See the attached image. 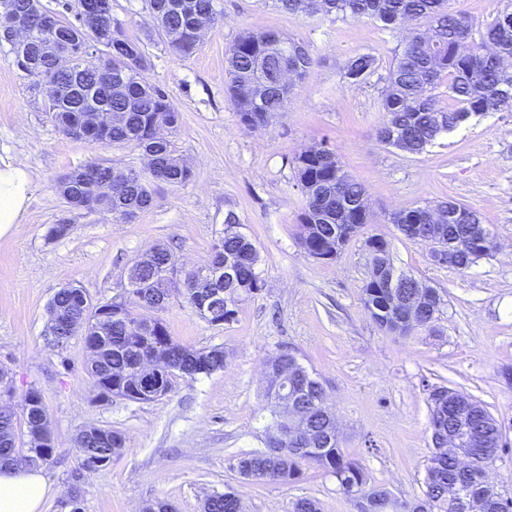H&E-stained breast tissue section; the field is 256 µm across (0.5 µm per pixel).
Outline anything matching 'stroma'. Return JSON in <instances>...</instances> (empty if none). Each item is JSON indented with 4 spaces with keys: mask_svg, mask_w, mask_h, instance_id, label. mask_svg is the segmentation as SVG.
I'll use <instances>...</instances> for the list:
<instances>
[{
    "mask_svg": "<svg viewBox=\"0 0 512 512\" xmlns=\"http://www.w3.org/2000/svg\"><path fill=\"white\" fill-rule=\"evenodd\" d=\"M218 3L222 19L180 58L152 28L145 0H112L126 36L147 47L148 80L182 114L175 145L194 172L186 185H156L151 205L128 222L69 211L56 182L95 159L120 170L143 167L140 151L63 135L44 110L42 91L0 49V165L24 160L32 182L22 223L0 235V367L8 372L0 398L17 409L29 388L42 393L56 452L39 466L50 487L41 512H69L72 494L81 512H139L154 501L203 512L207 497L228 489L243 512H290L301 498L317 500L321 512H360L359 499L317 466H304L302 478L287 485L248 480L236 469L240 456L264 448L272 421L265 366L282 351L322 382L339 446L363 464L370 486L401 502L423 498L434 452L428 396L445 386L481 402L500 425L504 449L491 477L512 499V257L504 255L512 250V112L477 117L419 155L383 146L376 139L383 84H348L344 67L365 52L388 68L404 32L365 18L294 14L270 0ZM246 29L301 40L314 59L286 111L258 129L241 125L225 91L227 51ZM320 143L365 186L373 215L330 262L310 257L299 241L303 196L293 159ZM448 199L481 216L498 253L461 271L439 263L430 245L401 237L389 221L394 211ZM230 212L257 248L261 291L243 298L221 326L200 320L177 294L160 313L177 342L222 346L223 369L176 377L170 393L154 401L97 402L83 337L60 350L48 342L54 292L73 284L93 302L110 301L131 263L157 245L187 265L203 264ZM63 220L68 234L48 239ZM370 235L390 241L398 271L439 291L443 305L431 328L395 335L365 312ZM89 425L126 440L107 468L81 467L76 438Z\"/></svg>",
    "mask_w": 512,
    "mask_h": 512,
    "instance_id": "1",
    "label": "stroma"
}]
</instances>
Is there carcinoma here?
Listing matches in <instances>:
<instances>
[{
  "label": "carcinoma",
  "instance_id": "carcinoma-1",
  "mask_svg": "<svg viewBox=\"0 0 512 512\" xmlns=\"http://www.w3.org/2000/svg\"><path fill=\"white\" fill-rule=\"evenodd\" d=\"M280 9L300 15L316 13L341 17L367 18L386 30L405 29L402 50L395 54L381 94L385 119L377 128V140L410 155H418L432 146L444 133L470 119L488 112L512 110V9L503 11L484 28L476 27L464 12L448 7L449 0H272ZM149 16L168 49L178 56H189L199 46L204 32L219 18L217 0H147ZM9 13L28 20L32 35L24 49L9 38L0 17V48L9 47L17 68L44 93V110L63 133L81 122L84 113H98L99 134L92 142L102 145L131 144L142 153L149 167H129L122 172L112 163L99 160L84 165L92 170L102 191L86 200L77 182L58 183L57 191L69 208L87 213L110 214L115 220L137 213L151 205V183L171 187L187 184L192 169L177 153L172 140L181 123V114L168 94L151 83L146 72L151 67L144 44L128 38L112 13H107L94 29L80 21H71L32 0H10ZM56 16L55 26L43 25V17ZM426 20L429 27L421 29ZM50 42H66L69 57L62 61L45 51ZM314 59L308 46L274 31H243L228 51L226 75L228 91L240 123L249 128L263 127L270 118L288 106L295 82L308 75ZM376 72V59L369 53H357L344 67V78L358 84ZM64 81L72 85L67 103L53 99L56 88ZM453 101L441 105L442 97ZM297 181L304 204L300 215L299 240L306 252L343 247L370 223L366 190L362 183L343 171L336 153L323 144L302 151L294 160ZM460 211L461 218L451 222L437 220L438 213ZM391 223L407 239L412 236L407 225H422L420 241L439 242L451 251L456 264L469 268L489 256L478 245L481 219L464 205L448 200L434 207L413 206L391 214ZM237 219L229 212L224 232L218 239L224 258L239 265L238 278L231 284L224 275L216 286L224 290V309L220 318L228 321L236 306L246 296L264 285L257 272L258 253L249 238L236 228ZM373 277L363 287V304L373 321L389 333L408 335L432 325L439 313L441 299L429 303L409 324L398 312L391 297L389 275L395 272L391 243L383 236L365 240ZM150 258L141 271L144 282L165 269L180 273L177 256L166 246L149 251ZM110 311L102 313L103 304L92 303L80 287L59 288L48 303L47 311L62 313L64 321L54 327L51 342L63 347L76 333L85 341L97 344V356L88 361L86 373L91 382L98 372L111 374L112 394L137 400L131 376L137 368L161 355L169 365L155 398L168 394L172 378L194 377L224 369V348H195L172 339L165 321L152 323L134 312L124 301L108 303ZM269 364L288 378L298 381L297 401L304 409L301 426L280 419L266 428V451L247 453L236 464L238 473L256 480L288 484L302 475L301 465L312 464L332 474L346 495L379 498L393 504L392 512H457L448 493L459 490L474 495V512H512V500L505 499L495 488L478 486L473 475L462 471L448 453V438L463 431L486 442L499 437L497 421L478 401L463 415L448 408V388L430 391L432 442L436 449L427 468L425 500L400 503L388 491L367 484L364 468L344 459L339 448L334 415L327 404L324 387L315 374L283 352ZM37 398V405L30 398ZM24 424L37 428L48 417L41 393L31 389L22 402ZM277 427L293 437L297 429L313 435L314 440L295 446L286 440L278 447L285 452H269ZM21 441L16 415L0 408V465H21L29 456L55 453L54 439L42 438L32 431ZM85 469L108 466L112 458L125 449V438L117 431L102 427H85L76 439ZM204 512H241L233 492L209 496Z\"/></svg>",
  "mask_w": 512,
  "mask_h": 512
}]
</instances>
